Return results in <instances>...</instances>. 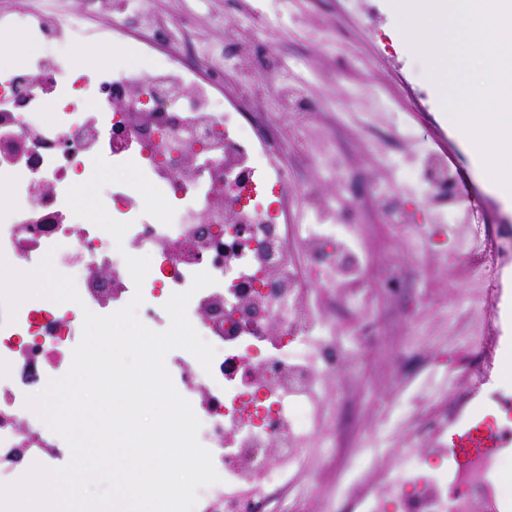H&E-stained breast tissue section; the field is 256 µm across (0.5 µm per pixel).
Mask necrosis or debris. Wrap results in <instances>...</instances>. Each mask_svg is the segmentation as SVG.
<instances>
[{"label":"necrosis or debris","mask_w":512,"mask_h":512,"mask_svg":"<svg viewBox=\"0 0 512 512\" xmlns=\"http://www.w3.org/2000/svg\"><path fill=\"white\" fill-rule=\"evenodd\" d=\"M139 19L144 34L134 40L124 24L107 26L106 41L122 47L111 64L80 67L73 21L0 17L33 47L0 66V256L23 272L52 254L82 298H27L11 322L0 306V452L23 448L30 463L44 465L60 447L27 399L35 385L64 375L63 365L48 369L44 361L76 344L84 311L112 313L138 291L140 320L162 331L165 303L205 271L214 283L194 293L187 316L216 350L212 367L183 349L165 359L221 478L200 489L195 512H257L270 487L288 484L306 449L342 430L323 426L321 414L328 403L343 407L345 391L330 400L323 387L343 378L350 355L316 301L351 303L364 286L368 257L353 234L360 208L328 223L329 204L310 189L295 195L277 162L280 142L260 119L245 122L238 93L215 103L224 69L214 56L228 58L243 81L278 79L276 62L212 48L189 64L172 48L154 65L164 27L144 13ZM98 156L136 163L175 207L172 224L144 215L142 196L125 184L101 195L111 217L130 225L122 243L76 217L66 191ZM298 199L316 223L289 226ZM295 244L306 265L293 260ZM128 254L150 259L142 288ZM499 344L494 333L482 337L475 363L459 373L465 396L407 439L398 462L375 458L371 487L344 495L342 512H512V395L480 385L500 364Z\"/></svg>","instance_id":"4bbe7bcc"}]
</instances>
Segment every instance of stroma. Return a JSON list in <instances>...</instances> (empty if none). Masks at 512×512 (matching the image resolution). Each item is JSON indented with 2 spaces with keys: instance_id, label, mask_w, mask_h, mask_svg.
<instances>
[{
  "instance_id": "35a3bbf8",
  "label": "stroma",
  "mask_w": 512,
  "mask_h": 512,
  "mask_svg": "<svg viewBox=\"0 0 512 512\" xmlns=\"http://www.w3.org/2000/svg\"><path fill=\"white\" fill-rule=\"evenodd\" d=\"M373 2V25L393 35L397 20L387 0H145L144 11L164 25L188 20L197 48L224 39L226 21H234V53L274 52L283 60L290 81L300 85L313 108L305 120L288 126V147L281 167L297 174L299 184L317 189L335 209L364 198L360 224L353 232L370 258L374 291L359 307L337 305V339L354 356L347 373L352 387L346 424L351 431L340 447L307 451L297 487L290 494L291 512H339V490L361 473L356 449L367 455L396 448L402 435L377 429L382 399L395 390V360L412 348L424 354L460 351L486 332L484 299L490 291L488 261L473 260L460 249L455 230L466 221L468 203L487 215V233L512 225V205L504 204L487 185L470 147L458 136L444 108L438 76L423 66L402 42L385 45L364 33L361 6ZM34 9L48 16H79L86 34L83 48H97L96 35L123 10L122 0L107 7L85 8L83 0H0V13ZM436 155L455 179L463 180L472 198L430 200L421 178L425 156ZM398 202L405 227L392 223L386 209ZM447 224V237L433 240L421 254L418 227ZM401 278L387 286L392 265ZM455 367L427 370L430 398L417 409L407 394L393 421L404 433L446 407L456 393ZM324 485L317 497L307 491L315 474Z\"/></svg>"
}]
</instances>
